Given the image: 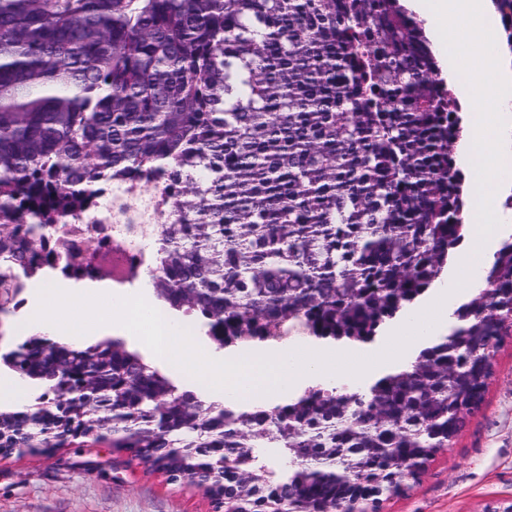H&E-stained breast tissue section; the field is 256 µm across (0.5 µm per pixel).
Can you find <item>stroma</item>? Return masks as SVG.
Returning a JSON list of instances; mask_svg holds the SVG:
<instances>
[{"instance_id":"35a3bbf8","label":"stroma","mask_w":512,"mask_h":512,"mask_svg":"<svg viewBox=\"0 0 512 512\" xmlns=\"http://www.w3.org/2000/svg\"><path fill=\"white\" fill-rule=\"evenodd\" d=\"M512 505V336L493 361L481 408L408 494L379 512H503ZM0 512H215L203 490L172 482L127 453L73 443L0 454Z\"/></svg>"}]
</instances>
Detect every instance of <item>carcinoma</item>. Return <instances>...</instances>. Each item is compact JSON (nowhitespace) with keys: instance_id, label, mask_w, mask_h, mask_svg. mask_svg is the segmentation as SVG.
I'll use <instances>...</instances> for the list:
<instances>
[{"instance_id":"1","label":"carcinoma","mask_w":512,"mask_h":512,"mask_svg":"<svg viewBox=\"0 0 512 512\" xmlns=\"http://www.w3.org/2000/svg\"><path fill=\"white\" fill-rule=\"evenodd\" d=\"M459 133L402 0H0V314L36 273L102 279L49 238L139 181L164 203L145 225L156 295L218 347L371 342L465 237ZM484 283L405 370L250 410L179 390L120 339L30 336L0 362L47 391L0 408V445L109 436L236 512H337L361 476L379 512L483 401L512 335V241Z\"/></svg>"}]
</instances>
